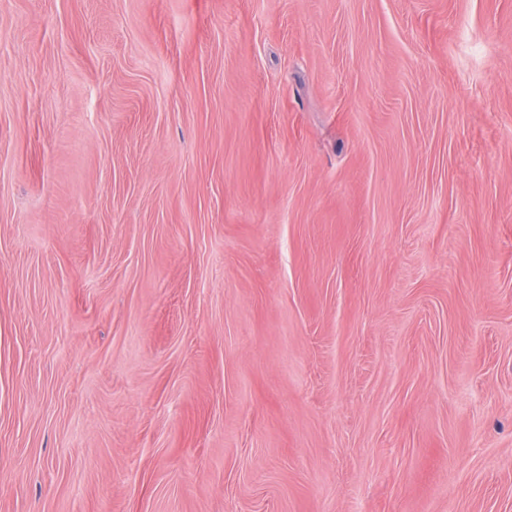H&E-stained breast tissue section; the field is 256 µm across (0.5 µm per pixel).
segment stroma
<instances>
[{
  "label": "stroma",
  "mask_w": 512,
  "mask_h": 512,
  "mask_svg": "<svg viewBox=\"0 0 512 512\" xmlns=\"http://www.w3.org/2000/svg\"><path fill=\"white\" fill-rule=\"evenodd\" d=\"M0 512H512V0H0Z\"/></svg>",
  "instance_id": "obj_1"
}]
</instances>
